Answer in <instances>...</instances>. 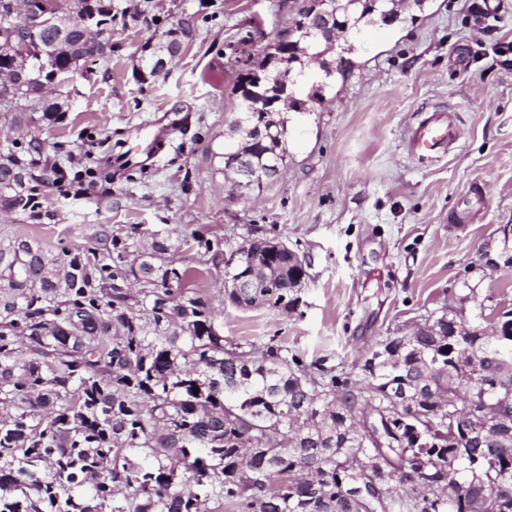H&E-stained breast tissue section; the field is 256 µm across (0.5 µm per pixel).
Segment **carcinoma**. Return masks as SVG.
<instances>
[{
    "instance_id": "1",
    "label": "carcinoma",
    "mask_w": 512,
    "mask_h": 512,
    "mask_svg": "<svg viewBox=\"0 0 512 512\" xmlns=\"http://www.w3.org/2000/svg\"><path fill=\"white\" fill-rule=\"evenodd\" d=\"M40 43H55L60 78L104 57L84 39L79 19L95 10L112 27L113 0H71ZM391 0H341L351 32L380 21ZM179 29L164 44L142 45L140 69L175 57ZM32 49L20 21H0V42ZM296 98L274 111L272 136L235 148L273 173L288 156L285 114L310 111L322 92L303 95L308 59L325 51L301 28L274 44ZM75 88L55 96L34 77L0 99V114L20 129L60 124ZM46 143L0 147V214L43 223L42 198L66 174L44 158ZM278 240L251 235L224 259L249 288H226L241 308L295 311L301 303L298 253L271 256ZM181 244L132 224L101 229L82 248L50 249L14 238L0 243V512H512V424L484 422L477 434L450 429L467 400L487 392L512 408V335H484L481 323L442 311L397 341L377 372L356 386L352 373L314 372L288 348L224 339L207 299L187 288L192 270L175 264ZM273 279L274 288L264 287ZM468 329L448 343V326ZM495 356L479 369L474 352ZM413 386L416 410L389 396ZM198 392H193V388ZM463 455L459 472L448 456ZM384 500L359 494L371 479Z\"/></svg>"
}]
</instances>
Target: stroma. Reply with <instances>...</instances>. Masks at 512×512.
Returning <instances> with one entry per match:
<instances>
[{
    "mask_svg": "<svg viewBox=\"0 0 512 512\" xmlns=\"http://www.w3.org/2000/svg\"><path fill=\"white\" fill-rule=\"evenodd\" d=\"M152 5L156 25L113 21L111 57L77 77L65 121L41 130L51 161L104 179L49 189L51 223L0 215L1 242L78 247L102 227L166 228L226 338L273 340L309 367L340 372L463 286L512 308V0H432L415 23L367 28L323 101L291 113L281 176L243 196L221 156L238 110L234 85L287 31L298 2ZM183 20L189 43L139 80L142 44L166 42ZM435 110L456 119L460 137L443 158L414 157L409 130ZM155 126L167 131L161 150L138 155L139 135ZM100 132L106 142L91 143ZM253 232L306 257L296 313L225 304L223 267L190 244L196 235L228 253ZM487 247L497 266L485 264Z\"/></svg>",
    "mask_w": 512,
    "mask_h": 512,
    "instance_id": "obj_1",
    "label": "stroma"
}]
</instances>
